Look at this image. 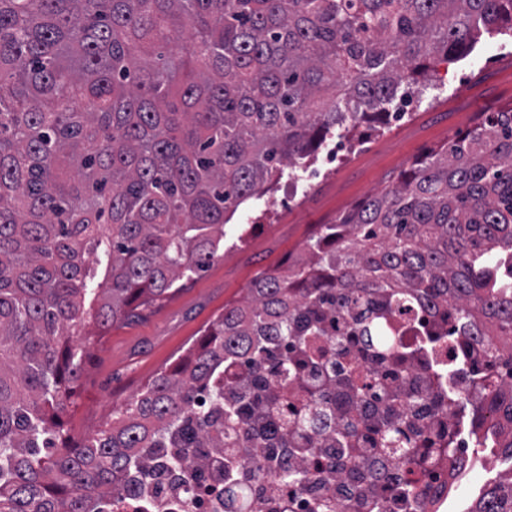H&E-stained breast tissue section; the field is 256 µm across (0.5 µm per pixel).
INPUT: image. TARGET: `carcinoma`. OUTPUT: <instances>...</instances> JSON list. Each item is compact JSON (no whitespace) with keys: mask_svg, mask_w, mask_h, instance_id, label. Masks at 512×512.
<instances>
[{"mask_svg":"<svg viewBox=\"0 0 512 512\" xmlns=\"http://www.w3.org/2000/svg\"><path fill=\"white\" fill-rule=\"evenodd\" d=\"M512 32V0H0V512H122L142 477L249 469L244 442L289 448L263 402L353 373L314 354L330 323L382 364L387 316L418 303L489 341L512 336V109L416 161L260 273L94 436L63 438L88 348L224 254V223L272 177L367 112L420 93L433 54ZM474 409L512 454V353ZM385 441L428 472L439 448L373 390ZM357 428L331 442L345 448ZM471 512H512V481Z\"/></svg>","mask_w":512,"mask_h":512,"instance_id":"cac0c4a2","label":"carcinoma"}]
</instances>
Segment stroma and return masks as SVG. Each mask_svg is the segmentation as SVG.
Segmentation results:
<instances>
[{"mask_svg": "<svg viewBox=\"0 0 512 512\" xmlns=\"http://www.w3.org/2000/svg\"><path fill=\"white\" fill-rule=\"evenodd\" d=\"M428 87L405 116L382 114L354 140L328 135L293 178L242 203L225 227L224 255L161 306L113 328L92 344L63 417L82 441L104 429L132 399L221 314L240 301L257 273L301 254L322 225L390 187L413 161L465 132L484 112L512 107V41L482 38L466 56L427 60Z\"/></svg>", "mask_w": 512, "mask_h": 512, "instance_id": "1", "label": "stroma"}]
</instances>
